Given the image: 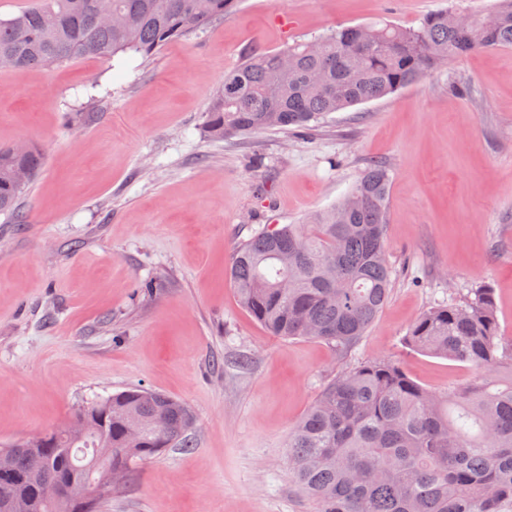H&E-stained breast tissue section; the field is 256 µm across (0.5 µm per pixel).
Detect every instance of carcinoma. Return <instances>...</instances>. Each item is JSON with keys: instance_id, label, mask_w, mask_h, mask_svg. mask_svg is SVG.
<instances>
[{"instance_id": "obj_1", "label": "carcinoma", "mask_w": 512, "mask_h": 512, "mask_svg": "<svg viewBox=\"0 0 512 512\" xmlns=\"http://www.w3.org/2000/svg\"><path fill=\"white\" fill-rule=\"evenodd\" d=\"M239 0H29L0 19V69H53L85 57L134 51L148 60L234 12ZM491 21L464 25L446 10L418 27L388 21L336 29L272 51L251 50L224 72L202 131L214 140L271 127L305 129L321 117L381 99L475 52L512 48V0ZM43 155L0 147V214L21 224L19 202ZM27 173V183L15 178ZM389 169L369 163L348 198L304 224L262 230L239 244L229 277L240 304L277 338L325 342L341 357L378 318L391 286L386 254ZM412 350L470 367V383L430 391L389 358L371 357L329 381L288 437V471L318 512H512V336H503L493 288L429 307L403 338ZM112 405L106 436L90 416ZM78 413L81 438L62 427L27 439L0 472V505L52 512L37 494L57 485L63 512H100L83 488L101 478L100 452L128 474L177 446L194 416L162 392L131 388ZM140 429L135 448L128 432Z\"/></svg>"}]
</instances>
